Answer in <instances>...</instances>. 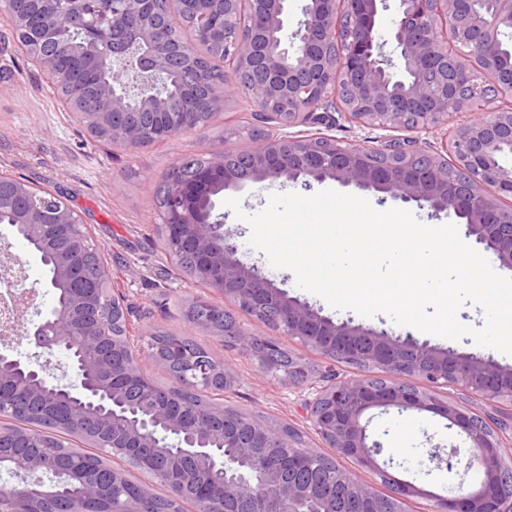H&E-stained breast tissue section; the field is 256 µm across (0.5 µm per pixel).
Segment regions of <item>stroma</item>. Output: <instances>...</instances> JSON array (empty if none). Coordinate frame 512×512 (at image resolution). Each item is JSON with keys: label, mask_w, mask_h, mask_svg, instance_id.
<instances>
[{"label": "stroma", "mask_w": 512, "mask_h": 512, "mask_svg": "<svg viewBox=\"0 0 512 512\" xmlns=\"http://www.w3.org/2000/svg\"><path fill=\"white\" fill-rule=\"evenodd\" d=\"M256 110L249 92L232 83L204 128L137 148L101 145L61 104L37 65L19 49L11 27L0 20V173L44 188L81 216L101 249L113 289L125 297L133 326L144 332L138 347H146L150 331H167L205 346L223 360L234 377L232 390L224 395L225 406L257 420L288 425L300 435V447L319 448L323 442L311 426L304 405L311 396V387L292 386L261 374L244 353L225 346L223 339L212 333L189 325L184 313L192 300L205 298L223 305L251 333L272 337L277 336L275 329L258 322L215 289L192 280L169 259L158 232L162 211L156 192L168 170L190 155L210 158L227 150H251L254 140L248 134L247 122ZM304 130L318 131L345 143L363 145L374 140L381 146L396 142L414 149L426 142L440 145L446 138L442 129L427 134L414 129H366L339 112L330 113L322 124L305 125ZM336 186L333 180L308 186L289 181L249 184L218 194L216 209L224 212L225 199L236 196L245 215H253L266 208L271 194L296 192L310 196ZM224 230L230 243L238 246L241 260L261 268L289 297L334 322L386 330L420 344L512 369V356L476 345L470 338L450 340L422 333L395 324L382 312L364 317L352 310L334 309L321 297L298 288L291 271L273 268L264 253L249 245L251 228L244 218L227 214ZM4 243L22 259L25 284L36 287L40 308L49 310L54 292L47 286L49 277L39 256L28 250L9 225L0 224V245ZM397 433L402 434L406 446L401 456L392 449ZM368 434L370 440L382 446L377 460L385 472L427 490L450 481L447 472L425 471L423 463L429 453L442 452L452 444L461 448L467 445L464 436L449 429L446 419L425 411L400 413L393 409L376 415Z\"/></svg>", "instance_id": "stroma-1"}]
</instances>
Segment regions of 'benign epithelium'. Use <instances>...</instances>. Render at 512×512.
Returning a JSON list of instances; mask_svg holds the SVG:
<instances>
[{
	"label": "benign epithelium",
	"mask_w": 512,
	"mask_h": 512,
	"mask_svg": "<svg viewBox=\"0 0 512 512\" xmlns=\"http://www.w3.org/2000/svg\"><path fill=\"white\" fill-rule=\"evenodd\" d=\"M390 40L380 38L378 18L389 9L388 0H307L291 34L290 0H177L179 11L199 19L197 33L211 47L222 49L242 73L260 82L266 108L294 112L280 121L285 127L318 124L322 113L341 109L350 120L367 129L407 128L416 123L424 132L448 126L461 116L454 136L441 148L407 150L344 145L320 133L285 132L265 137L249 153V175L233 172L225 156L209 160L192 181L171 182L161 234L167 255L179 261L192 259L189 276L245 306L260 322L277 313L278 327L331 360H344L375 370V375L328 381L306 400L308 419L324 442L340 456L381 472L367 443L366 413L378 408L427 411L448 421V428L465 434L471 453L461 464L457 448L431 456L436 468L460 474L459 468H477L479 482L466 492L435 494L414 484L393 482L384 496L372 485L350 477L324 497L321 508L309 503L321 496L312 473L298 461L288 469L263 468L254 463L258 448H276L284 433L280 428L254 421L241 433L235 420L220 413L214 420L197 417L188 407L162 393L145 374L143 360L165 371L178 368L199 383H229L231 373L210 354L191 355L174 344L160 354L149 345L147 353L135 350L132 325L125 302L101 300L96 289H72L67 299L45 316L19 309L14 301L24 279L22 260L7 250L0 252V306L16 312L13 322L0 324V334L22 327L28 344L38 355L52 357L66 351L72 358L75 382L60 385L45 376L44 368L24 365L0 354V419L10 417L20 404H31L36 415L61 429L60 437L75 432L93 439L112 454L136 467L157 472L169 497L181 502L203 498L209 512H239V499L249 494L257 512H398L395 502L421 495L431 501L429 512H505V481L501 442L494 431L478 426L480 417L438 396L436 389L458 387L489 405L512 404V371L472 357L417 344L386 331H373L347 323L337 324L311 306L292 299L254 265L238 257V248L219 232L223 217L212 219L213 197L239 188L248 180H334L355 185L403 202L426 204L436 212L464 217L467 234L489 248L502 268L512 270V168L497 157L512 153V102L477 118L472 111L487 100L484 75L493 73L495 90L512 97V53L501 52V35L512 30V0H495L491 10L475 7L476 0H395ZM58 29L88 36L89 51L98 52V34L111 33L103 53L110 77L96 89L112 109L83 111V102L63 100L92 131L112 129L124 146L144 143L140 126L124 121L131 106L150 116L170 114L171 133L190 129L195 115L217 110L215 90L186 84L182 94L186 109L169 108L166 78L176 69L194 65L195 40L168 34L169 19L157 0H59ZM49 0H0V18L12 24L19 47L47 75L53 87L62 84L55 60L40 51L55 31L36 26L37 15ZM350 19L345 50L328 55L336 41L339 20ZM448 23L449 38H440L438 23ZM392 45V53L385 52ZM335 76L334 82L326 75ZM452 152L461 175L448 180ZM494 188L489 197L483 188ZM16 232L36 244L42 261L52 263V284L68 287L78 277L77 253L97 252L81 218L69 208L53 207L49 224L36 215L19 212L12 220ZM191 306H206L211 318L224 317L225 345L234 347L257 364L264 374L274 373L272 349L276 342L245 330L224 307L205 299ZM430 383L422 388L411 379ZM311 370L296 360L284 381L309 382ZM21 478L16 486L27 497L46 492L61 474L48 450L29 441L21 431L0 428V471ZM67 478L83 485L77 512H102L105 485L82 470ZM154 495L145 486L131 492L112 512H144V498Z\"/></svg>",
	"instance_id": "1"
}]
</instances>
